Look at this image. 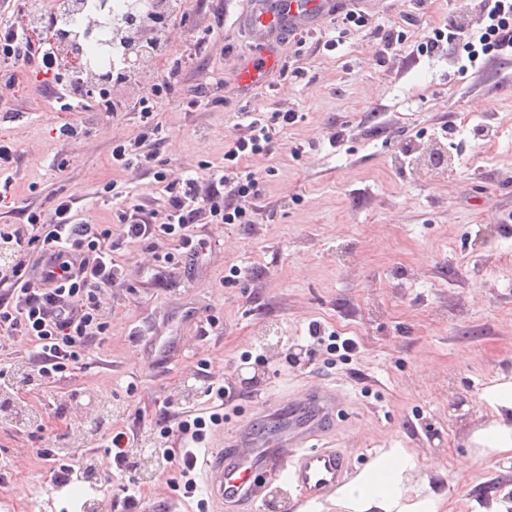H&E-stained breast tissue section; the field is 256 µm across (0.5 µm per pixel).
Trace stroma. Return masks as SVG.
I'll return each mask as SVG.
<instances>
[{"instance_id":"stroma-1","label":"stroma","mask_w":512,"mask_h":512,"mask_svg":"<svg viewBox=\"0 0 512 512\" xmlns=\"http://www.w3.org/2000/svg\"><path fill=\"white\" fill-rule=\"evenodd\" d=\"M249 7L184 0L165 19L168 59L152 58L143 76L120 83L111 105L89 101L76 140L54 132L58 104L35 80L0 75V140L22 152L0 228L22 224L21 207L48 213L69 196L80 218L120 235L117 210L163 209L156 170L176 178L223 165L241 113L298 114L276 128L269 155L246 162L253 223L203 227L202 250L159 288L153 253L129 243L115 251L121 280L101 300L109 336L65 374L16 391L26 419L0 425V512H85L92 497L99 512H130L131 483L152 512H198L203 474L190 498L132 467L110 469L104 483L60 487L42 452L64 446L75 464L106 459L105 441L83 442L76 412L109 400L119 407L113 432L148 455L164 403L196 406L212 382L239 396L225 403L206 447L323 386L341 402L330 442L349 456L350 477L401 448L415 462L407 498L432 500L436 512L512 504V452L478 442L494 422L484 393L512 382V61L461 76L447 47L416 55V41L463 11V0H361L363 26L326 15L283 35L280 69L242 87L239 67L256 51L238 22ZM392 25L406 41L379 54L375 34ZM171 59L181 69L157 103L166 138L157 151L136 106ZM482 121L496 130L491 140L473 138ZM138 136L149 162L112 166L116 140ZM108 181L121 196L106 202L96 190ZM233 267L241 275L230 282ZM201 317L212 321L207 330ZM313 322L353 339L355 352L312 343ZM152 325L183 336L185 351L157 361ZM255 512L346 509L332 493L307 503L272 485Z\"/></svg>"}]
</instances>
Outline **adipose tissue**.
<instances>
[{"label":"adipose tissue","mask_w":512,"mask_h":512,"mask_svg":"<svg viewBox=\"0 0 512 512\" xmlns=\"http://www.w3.org/2000/svg\"><path fill=\"white\" fill-rule=\"evenodd\" d=\"M485 400L496 415L493 425L482 433L484 447L512 452V383L491 389ZM414 468L412 457L403 449H392L377 464L364 470L356 480L338 489L340 500L351 512H434L426 500L403 503V477Z\"/></svg>","instance_id":"ef3b65f1"}]
</instances>
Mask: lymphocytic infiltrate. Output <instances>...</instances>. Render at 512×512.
<instances>
[{"mask_svg":"<svg viewBox=\"0 0 512 512\" xmlns=\"http://www.w3.org/2000/svg\"><path fill=\"white\" fill-rule=\"evenodd\" d=\"M484 23L478 40L466 37L465 24L457 19L433 28L418 44L421 56L433 54L439 44L466 56L460 74L481 70L494 60L512 61V0H479ZM56 38L48 23L11 25L0 29V66L41 77L45 89L61 111H86L85 83L80 76L62 77L57 70ZM296 113L275 112L268 121L251 120L243 125L224 154L223 167L204 176L169 179L156 171L157 182L166 186L168 197L160 223L138 216V205L120 210L117 221L124 242L138 243L160 253L166 271L179 268L183 256L194 255L204 245L196 235L200 224H247L252 218L255 182L242 174L243 159L264 155L272 149L273 124L290 125ZM26 222L11 231H0V288L8 302L0 304V331L29 337L36 346L38 374L44 378L65 372L82 359L91 346L103 340L108 323L100 314L101 297L120 275L113 258L115 244L107 224H90L76 217L69 198H59L52 217L26 210ZM40 252L45 264L39 276L29 272L27 257ZM162 420L175 425L180 449L157 441L153 452L162 464L180 456L176 481L184 495H192L190 477L197 464L194 449L203 444L207 424H220L223 417L193 415L192 411L163 412Z\"/></svg>","mask_w":512,"mask_h":512,"instance_id":"1","label":"lymphocytic infiltrate"}]
</instances>
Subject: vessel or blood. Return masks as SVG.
Listing matches in <instances>:
<instances>
[{"mask_svg":"<svg viewBox=\"0 0 512 512\" xmlns=\"http://www.w3.org/2000/svg\"><path fill=\"white\" fill-rule=\"evenodd\" d=\"M318 7V0H281L273 7L254 0L242 22L259 53L243 62L241 83L259 82L278 68V50L266 40L269 31L286 19L304 25ZM339 412L336 396L317 390L290 402L287 412L277 417L273 431L249 424L237 430L226 446L205 453L206 490L217 508L253 512L271 484L289 486L305 501L335 490L346 480L350 467L347 454L327 443Z\"/></svg>","mask_w":512,"mask_h":512,"instance_id":"b4317fda","label":"vessel or blood"}]
</instances>
